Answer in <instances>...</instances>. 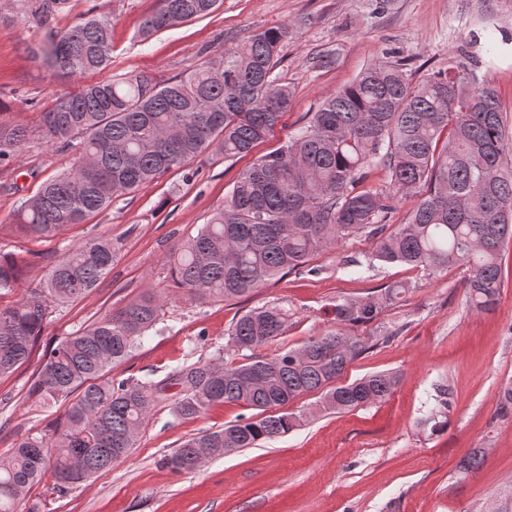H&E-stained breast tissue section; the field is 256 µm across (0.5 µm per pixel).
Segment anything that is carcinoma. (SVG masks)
Returning <instances> with one entry per match:
<instances>
[{
  "mask_svg": "<svg viewBox=\"0 0 512 512\" xmlns=\"http://www.w3.org/2000/svg\"><path fill=\"white\" fill-rule=\"evenodd\" d=\"M220 6L221 0H158L138 36L147 41ZM290 27L226 46L163 85L142 73L84 84L58 98L34 130L0 120V162L20 156L34 138L74 155L69 169L25 201L15 229L55 237L205 155L251 152L291 105L290 86L274 75ZM40 51L57 74L104 70L112 65V17H84L42 40ZM511 153L498 92L485 76L450 65L417 80L406 60H379L238 175L224 205L176 246L172 273L190 298H241L366 236L372 246L353 266L403 264L429 276L463 266L470 307L492 309L512 243V169L505 164ZM375 167L387 170L388 185L364 186ZM407 197L418 198L416 205L392 223L396 201ZM117 253L106 234L77 244L13 305L0 308V375L28 360L53 310L96 288ZM21 271L19 258L0 253V295L18 288ZM410 290L399 282L365 299L339 298L327 333L272 357L258 350L285 333L288 309L257 307L237 318L217 362L180 367L159 382L116 383L107 369L157 332L166 306L158 293L136 297L62 340L44 363L33 391L67 407L49 437H29L0 458V512H17L49 463L63 492L123 461L151 406L172 386L179 387L174 412L181 419L229 402L255 411L167 456V466L186 473L207 458L284 436L319 414L384 401L398 384L393 372L341 383L371 348L349 330L377 321ZM309 393L319 394L314 407L288 411ZM426 424L433 432L448 425V399L430 410Z\"/></svg>",
  "mask_w": 512,
  "mask_h": 512,
  "instance_id": "carcinoma-1",
  "label": "carcinoma"
}]
</instances>
